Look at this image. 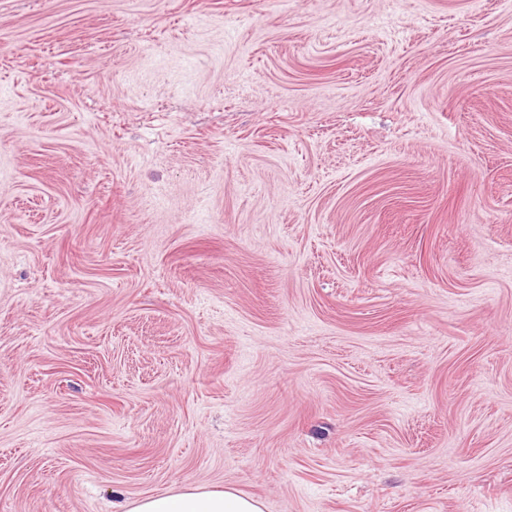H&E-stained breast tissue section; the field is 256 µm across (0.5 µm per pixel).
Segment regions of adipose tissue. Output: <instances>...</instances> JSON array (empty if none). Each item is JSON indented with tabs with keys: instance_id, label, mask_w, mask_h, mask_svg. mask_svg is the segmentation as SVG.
Here are the masks:
<instances>
[{
	"instance_id": "obj_1",
	"label": "adipose tissue",
	"mask_w": 512,
	"mask_h": 512,
	"mask_svg": "<svg viewBox=\"0 0 512 512\" xmlns=\"http://www.w3.org/2000/svg\"><path fill=\"white\" fill-rule=\"evenodd\" d=\"M127 512H263V504L229 487L188 486L175 493L142 498Z\"/></svg>"
}]
</instances>
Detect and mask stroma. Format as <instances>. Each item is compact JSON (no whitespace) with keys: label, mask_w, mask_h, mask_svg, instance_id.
I'll return each instance as SVG.
<instances>
[{"label":"stroma","mask_w":512,"mask_h":512,"mask_svg":"<svg viewBox=\"0 0 512 512\" xmlns=\"http://www.w3.org/2000/svg\"><path fill=\"white\" fill-rule=\"evenodd\" d=\"M188 485L512 512V0H0V512Z\"/></svg>","instance_id":"stroma-1"}]
</instances>
